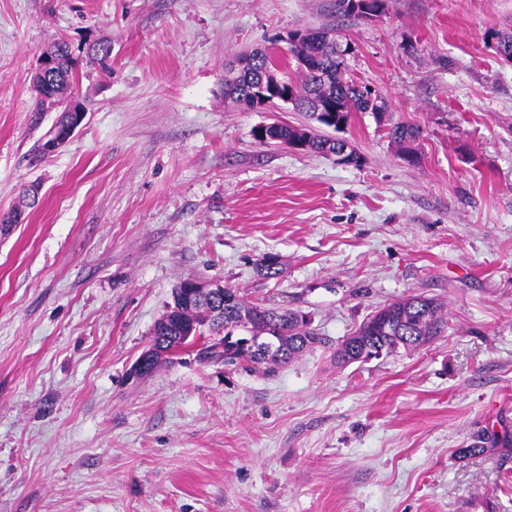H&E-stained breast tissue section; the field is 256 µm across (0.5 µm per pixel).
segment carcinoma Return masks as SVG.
Instances as JSON below:
<instances>
[{
	"mask_svg": "<svg viewBox=\"0 0 512 512\" xmlns=\"http://www.w3.org/2000/svg\"><path fill=\"white\" fill-rule=\"evenodd\" d=\"M495 51L506 60L512 61V29L493 33ZM112 48L105 42H96L86 51L87 62L93 64L111 55ZM293 57L306 53L315 60L311 70H301V87L296 89L300 101L324 109L336 107V123L347 124L353 112H376L387 104V100L370 86L358 84L344 78L346 54L328 44L319 46L306 44L300 51L289 49ZM55 60L57 75L47 82L46 91L37 100L36 111L40 112L47 104L60 105L71 97L75 75V59L67 42L55 43L47 50ZM279 67L278 56L261 55L248 69H244L224 83V96L237 102L248 98L252 83ZM391 140L399 146L402 157L411 161L416 151L412 144L420 137L421 130L416 125L394 123L388 131ZM339 140L316 134L312 137L310 151L319 155L342 150ZM224 296L230 303L224 304V317L204 320L209 305L187 309L172 307L170 322L176 329H184L191 337L182 341L179 349L194 352L203 363L222 362L231 366L266 364L276 366L284 359L274 354L249 353L245 350L232 351L229 337L242 330L239 310L249 308L255 311L252 323L253 332L271 336L278 350L293 360L304 351L325 343L311 320L306 315L293 310L267 306L250 300L235 288H225ZM447 327L443 306L436 300L423 296H407L379 307L360 327L344 339L336 349V357L344 363L366 361L382 355H393L401 349L417 348Z\"/></svg>",
	"mask_w": 512,
	"mask_h": 512,
	"instance_id": "cac0c4a2",
	"label": "carcinoma"
}]
</instances>
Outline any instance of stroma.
Returning <instances> with one entry per match:
<instances>
[{
  "label": "stroma",
  "mask_w": 512,
  "mask_h": 512,
  "mask_svg": "<svg viewBox=\"0 0 512 512\" xmlns=\"http://www.w3.org/2000/svg\"><path fill=\"white\" fill-rule=\"evenodd\" d=\"M512 0H0V512H512ZM347 39V75L420 126L416 162L353 113L359 164L262 143L304 113L224 98L239 54ZM86 116L56 152L32 76L55 42ZM112 55L90 65L85 44ZM280 273L257 274L265 256ZM307 313L329 343L268 371L194 355L135 378L186 279ZM442 302L424 346L340 364L379 306Z\"/></svg>",
  "instance_id": "1"
}]
</instances>
